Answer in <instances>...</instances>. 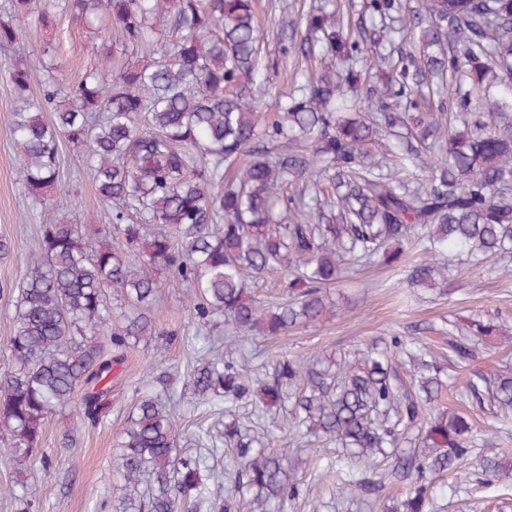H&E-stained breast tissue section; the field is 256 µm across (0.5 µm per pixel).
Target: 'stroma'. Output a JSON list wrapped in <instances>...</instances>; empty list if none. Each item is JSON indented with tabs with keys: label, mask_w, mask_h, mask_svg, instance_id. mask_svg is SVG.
Masks as SVG:
<instances>
[{
	"label": "stroma",
	"mask_w": 512,
	"mask_h": 512,
	"mask_svg": "<svg viewBox=\"0 0 512 512\" xmlns=\"http://www.w3.org/2000/svg\"><path fill=\"white\" fill-rule=\"evenodd\" d=\"M275 2L262 0L264 58L269 63L278 62L281 39L300 37V15L311 0H297L286 14L275 10ZM45 40V35L31 30L12 51L0 52V239L10 246L9 253L0 258V372L10 363L7 345L15 329L13 291L27 275L29 247L40 224L15 173L16 146L8 124L16 95L9 67L19 61L42 73L47 63ZM58 63L66 88L94 66L84 28L62 24ZM59 167V182L50 192L59 214L85 226L110 224L112 209L99 201L94 183L86 176L82 151L60 141ZM402 278V273L385 266L361 268L345 285L332 289L335 315L285 336L249 339L232 354L251 358L258 378L267 381L276 361L283 357L348 359L355 351L384 344L391 337H407L426 352L445 381L437 407L464 412L478 427L496 428L495 434L478 441L466 473L448 471L435 479L431 512H453L451 503L459 495L468 496L472 512H512V477L483 486L476 483L484 458L496 456L512 462V414L487 401L472 402L465 392L469 380L480 374L492 375L504 359L512 360V344L479 347L475 358L464 363L448 355L454 323L468 318L487 320L499 313L512 316V267L501 269L493 260L477 269L463 266L453 272L444 289L408 288ZM188 293V288L175 281L159 293L160 335L125 349L123 365L113 370L109 414L93 426L81 421L75 405L50 416L41 442L43 456L51 460L47 467L41 464L42 456L18 459L0 448V485H26L35 512H116L122 480L112 469V457L129 412L146 390L172 398L178 417L179 452L205 456L215 473L196 512H221L224 505L243 503L244 495L230 476L235 465L232 449L221 447L214 456L208 450L219 445L218 434L225 422L236 419L251 427L255 417L252 408L244 404L197 406L186 373L201 354L189 337L198 333L220 339L225 326L220 318L199 325L189 307ZM295 446L294 473L301 493L285 504L283 512H383L384 507L405 498L408 480L386 474L378 492L348 500L334 481L324 477L336 459L335 444L308 436L298 439Z\"/></svg>",
	"instance_id": "stroma-1"
}]
</instances>
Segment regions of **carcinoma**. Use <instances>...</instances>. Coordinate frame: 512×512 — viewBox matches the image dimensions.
I'll use <instances>...</instances> for the list:
<instances>
[{
    "label": "carcinoma",
    "mask_w": 512,
    "mask_h": 512,
    "mask_svg": "<svg viewBox=\"0 0 512 512\" xmlns=\"http://www.w3.org/2000/svg\"><path fill=\"white\" fill-rule=\"evenodd\" d=\"M258 0H9L0 48L29 26L54 32L61 20L95 27L99 65L66 93L49 60L35 75L10 68L18 89L9 132L16 173L42 212L58 175L60 138L85 149V173L112 205L104 235L122 244L87 251L79 225L52 217L39 226L26 278L15 289L11 369L0 376V439L19 457L40 451L48 417L83 391L84 416L109 407L112 369L101 337L119 352L159 335L153 316L164 287L157 271L190 288L200 323L224 318L228 342L280 336L333 312L327 288L356 266H398L403 246L417 260L406 281L433 286L466 255L476 262L512 255V0H419L425 18L416 57L368 51L363 21L343 0L305 15L300 43L283 47L314 66L307 85L276 112L255 106L262 65ZM404 0H363L379 33H398ZM40 99L26 95L33 82ZM50 116H45V113ZM386 133L398 149L371 158ZM276 270L284 301L269 304L250 285ZM123 296L114 313L107 292ZM507 319L469 326L448 341L461 361L472 338L502 332ZM415 356L396 337L392 354L338 363L280 360L271 382L250 360L217 358L188 374L213 406L246 403L259 412L292 403L273 453L262 437L224 425L235 448V482L245 512H279L296 496L285 467L288 438L313 433L336 443L328 472L350 492L369 490L380 458L417 474L403 512H425L427 472L455 471L485 430L463 414L425 409L441 381L420 377L421 395L393 384L394 362ZM470 394L512 408V374ZM423 446L405 450L409 428ZM175 412L143 396L113 455L124 484L119 512H177L198 498L211 469L177 451Z\"/></svg>",
    "instance_id": "1"
}]
</instances>
